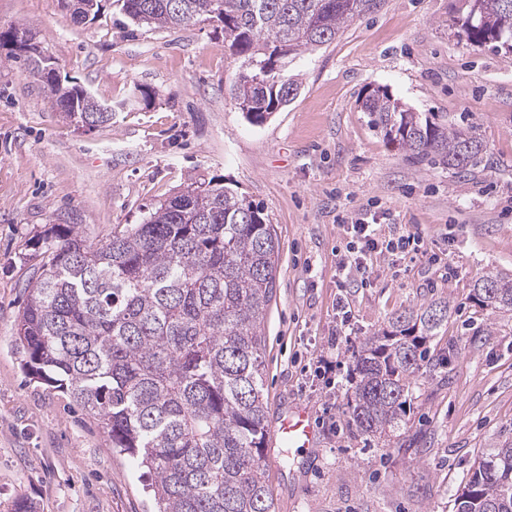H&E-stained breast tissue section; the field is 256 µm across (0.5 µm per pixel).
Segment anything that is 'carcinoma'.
Here are the masks:
<instances>
[{
	"label": "carcinoma",
	"instance_id": "obj_1",
	"mask_svg": "<svg viewBox=\"0 0 512 512\" xmlns=\"http://www.w3.org/2000/svg\"><path fill=\"white\" fill-rule=\"evenodd\" d=\"M123 25L177 29L215 23L242 59L231 84L245 118L261 123L288 105L297 84L286 59L336 40L378 0H121ZM458 37L512 53V0H462ZM31 29L0 31V48ZM49 87L52 107L76 123L100 126L84 89ZM362 111L415 166L469 174L484 152L474 132L443 113L403 108L376 87ZM40 267L26 284L15 345L23 370L60 388L93 414L112 447L150 477L155 512H273L266 480L267 399L264 323L276 293L280 245L263 210L213 181L159 203L142 223L93 244L77 224H53L37 241ZM471 298L482 310L512 312V279L489 271ZM447 299L396 313L354 355L347 421L366 437L406 425L412 384L433 360L431 343L448 330ZM455 512H512V443L491 448L456 492Z\"/></svg>",
	"mask_w": 512,
	"mask_h": 512
}]
</instances>
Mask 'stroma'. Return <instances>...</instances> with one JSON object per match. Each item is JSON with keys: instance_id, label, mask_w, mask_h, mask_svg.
I'll use <instances>...</instances> for the list:
<instances>
[{"instance_id": "stroma-1", "label": "stroma", "mask_w": 512, "mask_h": 512, "mask_svg": "<svg viewBox=\"0 0 512 512\" xmlns=\"http://www.w3.org/2000/svg\"><path fill=\"white\" fill-rule=\"evenodd\" d=\"M460 0H380L330 45L287 68L298 91L263 123L236 108L241 61L221 30L131 32L117 0L77 20L63 0H0V28L30 26L61 74L113 106L85 129L0 49V512H148L142 471L113 451L101 424L63 392L27 376L15 347L34 244L77 223L90 242L138 224L195 181L232 184L261 206L280 244L266 322L268 420L303 404L317 448L288 460L266 445L274 512H454L475 459L512 441V312L470 298L489 270L512 274V55L460 40ZM148 99L128 104L135 87ZM383 87L419 112H445L486 147L471 174L415 167L374 128L362 99ZM374 215L388 232H419L447 256L373 255L366 286L340 293L344 224ZM448 299L438 348L450 362L421 380L405 433L366 439L347 425L345 376L363 339L395 312ZM347 342L329 349L333 333ZM333 363L328 377L315 368Z\"/></svg>"}]
</instances>
